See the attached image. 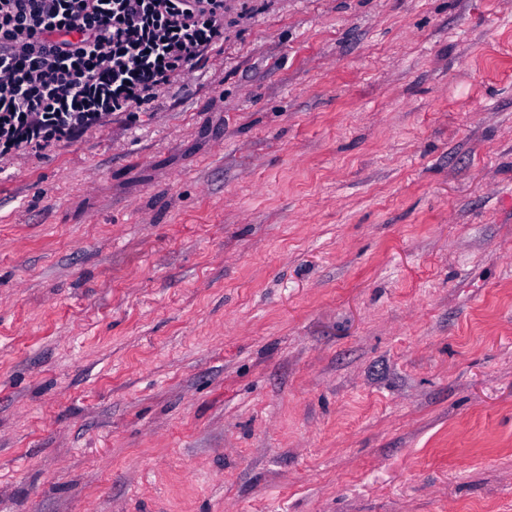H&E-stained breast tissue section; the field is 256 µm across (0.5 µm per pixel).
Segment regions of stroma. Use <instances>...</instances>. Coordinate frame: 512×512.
<instances>
[{
    "instance_id": "obj_1",
    "label": "stroma",
    "mask_w": 512,
    "mask_h": 512,
    "mask_svg": "<svg viewBox=\"0 0 512 512\" xmlns=\"http://www.w3.org/2000/svg\"><path fill=\"white\" fill-rule=\"evenodd\" d=\"M0 512H512V0H272L1 161Z\"/></svg>"
}]
</instances>
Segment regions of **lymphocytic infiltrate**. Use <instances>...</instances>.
I'll use <instances>...</instances> for the list:
<instances>
[{
    "label": "lymphocytic infiltrate",
    "instance_id": "obj_1",
    "mask_svg": "<svg viewBox=\"0 0 512 512\" xmlns=\"http://www.w3.org/2000/svg\"><path fill=\"white\" fill-rule=\"evenodd\" d=\"M256 0H0V159L156 107Z\"/></svg>",
    "mask_w": 512,
    "mask_h": 512
}]
</instances>
